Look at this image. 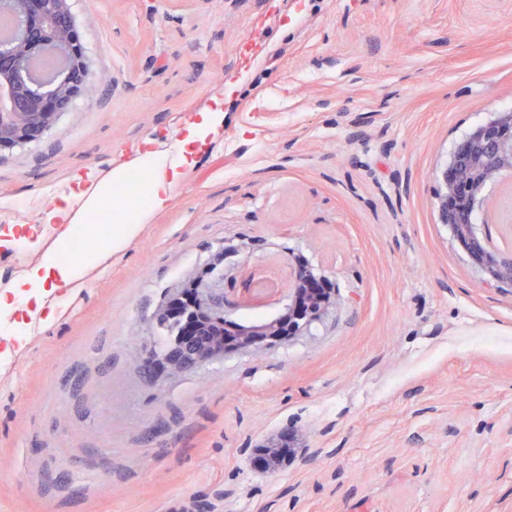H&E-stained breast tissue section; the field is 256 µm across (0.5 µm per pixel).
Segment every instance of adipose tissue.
Returning <instances> with one entry per match:
<instances>
[{
  "label": "adipose tissue",
  "mask_w": 512,
  "mask_h": 512,
  "mask_svg": "<svg viewBox=\"0 0 512 512\" xmlns=\"http://www.w3.org/2000/svg\"><path fill=\"white\" fill-rule=\"evenodd\" d=\"M224 123L220 110L199 113L179 131L173 149L145 152L132 167L120 166L109 170L92 184L76 177L80 191L75 198H63L45 216L46 223L69 225L71 232H83L96 237L104 199H111L114 214L107 236V250L88 249L78 260L63 259L61 246L43 251L38 263L28 268L15 282L0 289V322L17 342H24L31 319L48 309L50 290L57 284L81 285L89 267L99 263L105 251H119L136 238L143 224L156 212L164 209L173 189L191 169L194 160L208 137L217 135ZM148 173L151 193L147 200L119 195L130 168Z\"/></svg>",
  "instance_id": "1"
}]
</instances>
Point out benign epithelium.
<instances>
[{"instance_id": "7a95c632", "label": "benign epithelium", "mask_w": 512, "mask_h": 512, "mask_svg": "<svg viewBox=\"0 0 512 512\" xmlns=\"http://www.w3.org/2000/svg\"><path fill=\"white\" fill-rule=\"evenodd\" d=\"M8 17L13 34L0 41V146L30 143L49 131L60 115L71 110L82 95L87 75L86 52L78 35L71 0H0V15ZM512 177V111L500 112L459 143L441 169L443 193L438 197L440 222L449 226L455 243L480 271L482 286L512 284V254L489 255L472 250L478 241L475 225L464 224L457 202L487 208L490 189L505 176ZM254 244L241 242L236 263L211 266L205 276L178 282L158 313L157 321L176 317L181 329L159 360L171 376L189 372L224 358L232 350L262 353L307 335L309 328L336 310V290L309 288L314 272L288 264V292L280 299L283 310L295 315L290 325L276 314L259 324H240L229 334L232 310L238 303L226 295L231 284L249 302L274 287L262 270L251 266Z\"/></svg>"}]
</instances>
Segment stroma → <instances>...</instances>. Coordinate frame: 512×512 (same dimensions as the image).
Wrapping results in <instances>:
<instances>
[{
  "label": "stroma",
  "mask_w": 512,
  "mask_h": 512,
  "mask_svg": "<svg viewBox=\"0 0 512 512\" xmlns=\"http://www.w3.org/2000/svg\"><path fill=\"white\" fill-rule=\"evenodd\" d=\"M82 97L0 149V287L64 233L75 173L170 149L219 107L168 206L24 343L0 331V512H512V285L483 288L436 173L512 110V0H74ZM236 81L226 91L227 81ZM303 257L309 335L145 376L169 289L220 247ZM295 455L271 472L269 437Z\"/></svg>",
  "instance_id": "obj_1"
}]
</instances>
